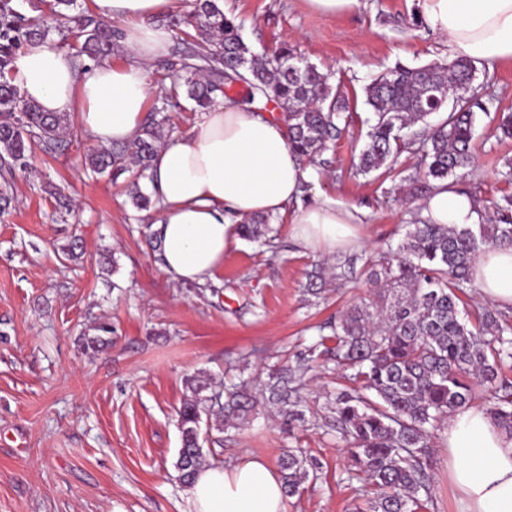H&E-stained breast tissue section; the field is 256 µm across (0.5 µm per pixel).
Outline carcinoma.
Wrapping results in <instances>:
<instances>
[{
  "mask_svg": "<svg viewBox=\"0 0 512 512\" xmlns=\"http://www.w3.org/2000/svg\"><path fill=\"white\" fill-rule=\"evenodd\" d=\"M31 2L32 14L17 9L15 0H0V213L11 201L15 167L28 164L34 147L61 152L66 147L70 115L49 113L21 95L13 83L15 55L33 41L58 35L55 47H68L78 62H100L122 47L121 30L87 10L70 11L77 0ZM183 37L164 67L178 73L170 98L184 94L193 109L206 110L217 97L243 88L242 104L257 96L265 105H286L288 146L308 160L321 155L327 142L349 124L348 98L329 76L283 46L269 58L246 44L241 26L220 14L211 0H195L186 16H168ZM474 61L457 58L445 64L409 67L397 64L364 87L365 104L374 115L367 142L358 157L363 174L393 169L405 151L420 156L406 181L435 188L473 163L472 140L476 111H485L473 81ZM438 123L422 132L407 130L434 113ZM162 123L144 122L136 138L119 148L94 149L84 156L91 172L112 180L126 173L148 177L160 146ZM139 210L153 206L151 195L137 182L130 189ZM496 207L488 222L458 227L434 224L421 213L406 224L397 248L382 256L370 271L378 289L373 297L350 306L330 323L332 334L319 336L303 362L286 368L265 387L266 401L289 420L301 419L299 390L308 365L319 357L334 362L336 371L353 383L336 393L334 422L348 448V473L363 474L372 498L369 512H421L432 500L429 448L432 431L473 400L477 385L487 387L490 414L512 434V382L499 370L512 364V317L484 308L475 322L463 318V296L472 283V268L491 246H512V197ZM269 217L245 219L238 233L245 239L262 235ZM192 392L179 409L182 447L175 467L191 482L205 459L201 445L203 417L216 411L224 425L248 419L258 396L241 383L224 388V400L204 394L209 384L188 380ZM285 492H302L309 477L307 460L288 452L280 460Z\"/></svg>",
  "mask_w": 512,
  "mask_h": 512,
  "instance_id": "carcinoma-1",
  "label": "carcinoma"
}]
</instances>
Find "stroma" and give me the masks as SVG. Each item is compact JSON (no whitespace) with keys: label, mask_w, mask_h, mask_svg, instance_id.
I'll return each mask as SVG.
<instances>
[{"label":"stroma","mask_w":512,"mask_h":512,"mask_svg":"<svg viewBox=\"0 0 512 512\" xmlns=\"http://www.w3.org/2000/svg\"><path fill=\"white\" fill-rule=\"evenodd\" d=\"M252 50L271 56L290 45L342 84L353 120L310 168L301 205L330 197L364 212L350 252L326 256L293 237L292 212L272 216L275 232L260 244L237 239L206 291L171 281L157 257L150 226L155 211L137 210L127 178L110 181L85 169L95 142L71 124L68 148L34 151L12 186L15 203L0 215V512H189L186 486L174 468L181 446L178 410L187 378L268 381L294 363L317 328L371 296L364 263L397 245L410 207L399 193L417 161L405 153L382 177L356 170L373 114L364 88L395 64L445 63L444 38L425 30L419 0H359L335 16L305 0H224ZM474 164L462 190L488 206L512 194L501 177L512 162L494 114L512 111V61L479 63ZM72 204L59 216L48 193ZM82 253L70 257L72 241ZM354 255L355 276L320 297L303 292L323 262ZM112 327V344L82 350L80 337ZM339 375L309 372L301 392L303 422L286 424L260 403L249 420L212 431L203 445L211 464L246 458L277 466L288 449L318 461L303 493L285 512H367L368 482L350 478L348 451L329 424L328 396L345 387ZM435 478L426 512H461L448 483V451L430 450Z\"/></svg>","instance_id":"35a3bbf8"}]
</instances>
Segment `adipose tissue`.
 I'll return each instance as SVG.
<instances>
[{
  "label": "adipose tissue",
  "mask_w": 512,
  "mask_h": 512,
  "mask_svg": "<svg viewBox=\"0 0 512 512\" xmlns=\"http://www.w3.org/2000/svg\"><path fill=\"white\" fill-rule=\"evenodd\" d=\"M174 0H92L94 13L119 25L126 62L104 60L78 73L68 52L29 43L12 63L14 83L43 111L76 115L101 145L137 136L150 97L154 61L166 56L172 31L157 23ZM426 29L445 37L453 57L512 60V0H420ZM146 188L158 218L151 226L164 270L178 283L203 285L236 240L233 221L281 214L290 204L294 237L334 253L354 243L356 211L332 198L300 206L310 170L287 145L285 124L259 107L227 104L199 113L191 129L157 150ZM436 224L482 223L481 206L441 183L423 200ZM472 277L481 298L512 307V247L486 250ZM448 480L465 512H512V436L484 409L457 411L442 436ZM192 512H283V483L259 459L232 468L205 467L189 486Z\"/></svg>",
  "instance_id": "adipose-tissue-1"
}]
</instances>
